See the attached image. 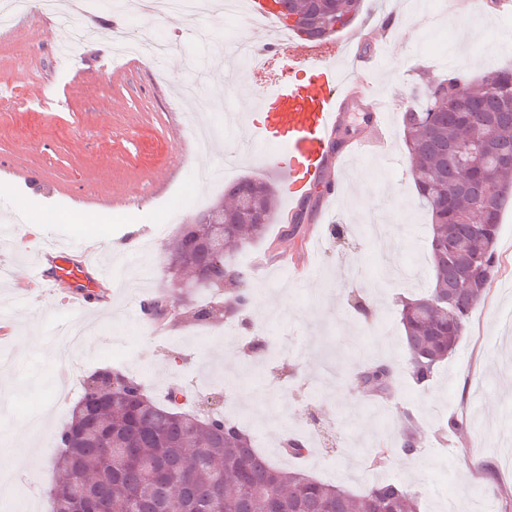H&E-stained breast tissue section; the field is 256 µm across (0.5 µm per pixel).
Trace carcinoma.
Segmentation results:
<instances>
[{
	"label": "carcinoma",
	"instance_id": "obj_1",
	"mask_svg": "<svg viewBox=\"0 0 512 512\" xmlns=\"http://www.w3.org/2000/svg\"><path fill=\"white\" fill-rule=\"evenodd\" d=\"M298 29L322 39L350 26L363 0H279ZM410 176L430 220L432 286L402 301L409 364L416 382L428 381L457 349L472 310L497 272L501 216L512 203V68H491L470 79L453 69L431 86H416L401 112ZM260 211L254 224L242 196ZM278 207L273 184L250 177L228 186L224 197L199 211L224 219V300L230 317L250 301L249 272L235 256L262 241ZM209 229L189 224L169 245L180 258L178 279L193 293L215 264L205 244ZM112 371L99 370L83 386L71 422L58 437V480L50 488L52 512H419L417 498L395 483L378 482L353 493L300 469L273 464L235 423L200 419L180 409L178 394L161 403L135 378L111 388ZM356 384L377 396L393 383L389 365L364 363ZM89 478L72 495L76 473Z\"/></svg>",
	"mask_w": 512,
	"mask_h": 512
}]
</instances>
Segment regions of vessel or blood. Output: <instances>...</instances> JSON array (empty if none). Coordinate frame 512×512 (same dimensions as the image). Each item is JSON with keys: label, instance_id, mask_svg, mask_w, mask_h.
Segmentation results:
<instances>
[{"label": "vessel or blood", "instance_id": "1", "mask_svg": "<svg viewBox=\"0 0 512 512\" xmlns=\"http://www.w3.org/2000/svg\"><path fill=\"white\" fill-rule=\"evenodd\" d=\"M353 68L340 62L317 63L307 82L283 78L274 86L253 89L250 111L259 115L248 125L247 149L267 147V160L286 172L289 200L321 183L327 196L337 199L344 183L328 169L331 139L351 94ZM36 280L52 288L68 289L74 311L88 309V299L112 281V272L97 264L89 251L72 254L49 248L32 269Z\"/></svg>", "mask_w": 512, "mask_h": 512}]
</instances>
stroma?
<instances>
[{
  "instance_id": "obj_1",
  "label": "stroma",
  "mask_w": 512,
  "mask_h": 512,
  "mask_svg": "<svg viewBox=\"0 0 512 512\" xmlns=\"http://www.w3.org/2000/svg\"><path fill=\"white\" fill-rule=\"evenodd\" d=\"M492 2L476 0L469 12L437 0L440 22L432 30L408 0H385L337 35L316 43L294 39L293 70H284L279 58L265 73L241 69L244 84L267 87L285 74L304 81L312 59L373 53L369 96L387 104L386 143L374 162L349 164L342 198L328 203L324 187H313L294 210H280L264 241L237 254L239 264L254 270L251 293L268 300L254 330L238 317L203 328L173 316L155 334L141 328L137 308L140 298L168 290L170 242L224 192L223 184L202 182L198 173L218 168L248 131L226 125L237 100L231 92L216 99L215 90L236 64L235 45L257 43L258 30L220 15L187 26L176 17L137 15L95 0L79 21L102 36L83 44L67 71L50 16L34 11L0 30V83L11 86L15 101L0 107V227L18 226L13 242L0 243V268L8 270L0 278V442L22 432L31 444L25 467L0 484V512H51L57 435L86 377L103 367L141 377L161 401L171 383H180L186 411L238 422L282 468L303 469L356 493L375 480L400 482L416 493L420 512H447L452 500L461 512H512V464L501 445L503 435H512V206L501 219L496 278L457 351L426 385L411 377L399 324L401 300L424 294L432 282L429 219L409 175L399 103L420 77L459 65L478 75L512 64V54L498 47L512 39V7L497 11ZM389 14L398 21L387 28ZM116 31L170 39L176 47L159 66L130 58L105 73L101 65L112 58ZM196 79L210 103L205 117L213 143L189 157L190 137L173 98L179 84ZM369 96L345 106L343 125L354 134L364 129ZM26 124L34 135L22 133ZM31 195L43 200L35 226L20 205ZM113 198L131 200L125 213L141 226L140 244L151 246V269L140 295L116 288L111 304L93 301L80 319L68 306V289L31 283V269L37 251L50 246L94 250L105 266L137 257V247L109 248L125 240L124 225H107L97 239L90 225L62 218L78 209L101 212V200ZM337 225L344 229L339 238ZM353 295L376 303L380 329L358 322ZM80 320L94 332L77 364L62 367L56 329ZM256 338L274 343L284 357L265 362L249 354ZM369 358L395 369L387 396H372L355 383ZM411 421L425 432L421 460L372 464ZM285 432L306 444L304 458L283 455Z\"/></svg>"
}]
</instances>
